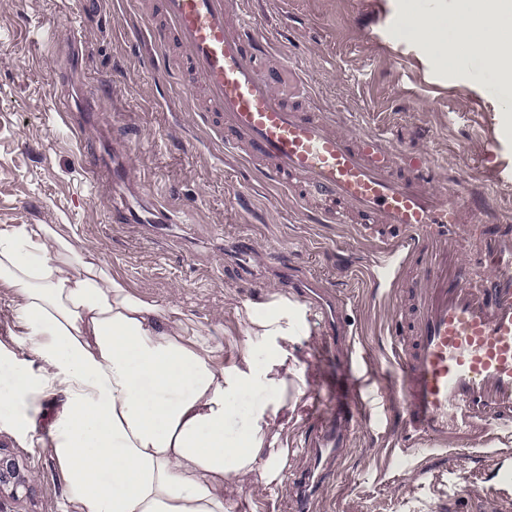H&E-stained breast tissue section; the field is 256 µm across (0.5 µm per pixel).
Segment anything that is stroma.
Here are the masks:
<instances>
[{
	"mask_svg": "<svg viewBox=\"0 0 512 512\" xmlns=\"http://www.w3.org/2000/svg\"><path fill=\"white\" fill-rule=\"evenodd\" d=\"M156 0H100L81 16L80 0H0V225L64 224L133 290L177 301L202 326L224 329V363L250 350L263 368L269 341L244 347L239 310L269 294L290 296L288 276L269 253L287 250L294 270L346 293L344 319L379 386L395 381L391 323L395 308L366 277L371 245L352 224L317 222L312 208L272 186L224 151L178 76L176 48L157 49L135 24ZM249 10L272 45L267 63L290 65L308 83L314 105L362 133L386 128L396 146L429 153L445 176H484L496 160L512 161V105L484 98L493 72L484 60L468 68L429 69L422 45L400 37L393 0H251ZM53 33H46V23ZM154 58V67L145 59ZM83 142L61 111L77 102ZM152 196L175 212L171 224H133L113 207ZM252 244L257 285H244L228 255L239 239ZM319 325L296 308L284 342L287 402L276 388L242 392L229 426L255 416L280 433L288 467L280 485L248 479L230 496V512H292V481L309 460L313 402L333 362L318 357ZM64 397L50 396L36 416L39 443H22L0 420V451L14 458L26 487L0 493V512H56L65 492L62 469L45 437ZM400 424L395 394L366 416L343 450L345 461L315 494L316 512H421L432 499L394 452ZM446 512H485L496 488L486 462L457 446L420 456Z\"/></svg>",
	"mask_w": 512,
	"mask_h": 512,
	"instance_id": "obj_1",
	"label": "stroma"
}]
</instances>
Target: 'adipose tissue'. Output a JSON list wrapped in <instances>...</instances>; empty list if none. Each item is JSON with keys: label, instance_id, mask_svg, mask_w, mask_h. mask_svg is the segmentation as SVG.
Instances as JSON below:
<instances>
[{"label": "adipose tissue", "instance_id": "1", "mask_svg": "<svg viewBox=\"0 0 512 512\" xmlns=\"http://www.w3.org/2000/svg\"><path fill=\"white\" fill-rule=\"evenodd\" d=\"M403 36L429 64H455L456 48L512 79V0H401ZM498 23L480 28L476 16ZM0 285L30 357L0 344L12 383L0 390L13 430L33 439L43 399L63 393L51 426L66 492L59 512H229L228 488L279 481L288 454L262 424L226 427L247 388H285L288 352L275 346L263 372L251 358L224 365V330L194 325L181 306L133 292L89 246L58 224L0 226ZM243 336L277 341L291 325L280 294L244 302Z\"/></svg>", "mask_w": 512, "mask_h": 512}]
</instances>
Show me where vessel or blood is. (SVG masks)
<instances>
[{
    "label": "vessel or blood",
    "mask_w": 512,
    "mask_h": 512,
    "mask_svg": "<svg viewBox=\"0 0 512 512\" xmlns=\"http://www.w3.org/2000/svg\"><path fill=\"white\" fill-rule=\"evenodd\" d=\"M141 20L155 45L176 46L194 111L266 181L299 201L316 200L330 224H353L376 243L369 275L391 299L409 291L396 316L392 354L401 373L402 418L393 442L468 446L512 428V237L483 184L446 186L436 164L390 138L337 128L307 92L279 91L283 71L265 66L266 39L242 0H160ZM499 237L486 257L490 277L470 283L451 244L461 225ZM345 327L331 329L335 386L316 402V433L330 465L376 397L356 373ZM499 491H512V458L491 457Z\"/></svg>",
    "instance_id": "obj_1"
}]
</instances>
